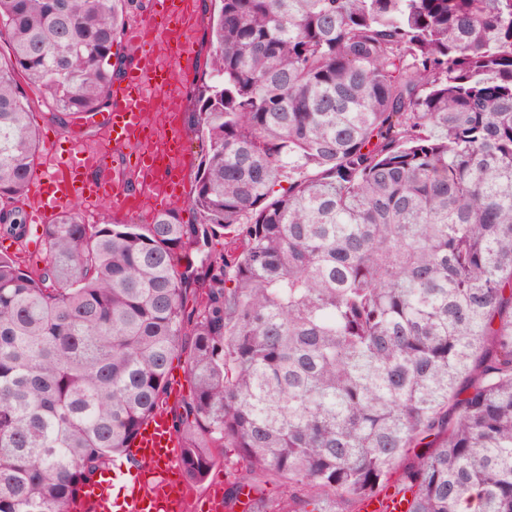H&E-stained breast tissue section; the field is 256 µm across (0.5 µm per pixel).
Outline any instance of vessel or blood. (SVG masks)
I'll return each mask as SVG.
<instances>
[{
	"mask_svg": "<svg viewBox=\"0 0 512 512\" xmlns=\"http://www.w3.org/2000/svg\"><path fill=\"white\" fill-rule=\"evenodd\" d=\"M158 3V8L131 31L134 49L123 79L112 87V110L105 122L114 149H126L139 157L132 173L141 194L133 195L128 179L123 177L88 180V172L107 167V156L89 151L86 139L77 135L70 141L66 159H53V172H40L30 182L28 223H52L79 201H111L113 214L126 217L176 200L172 188L193 160L191 145L173 123L156 148H149V118L158 111L157 97L162 92L167 95L169 115L181 110L178 90L193 68L189 45L198 16L194 0ZM130 446L139 469L131 470L127 461H115L110 480L81 493L73 512H112L117 507L112 501V484L116 481L124 490L122 504L117 507L121 512H180L178 503L184 488L173 478L179 467V452L167 416L158 413L147 419Z\"/></svg>",
	"mask_w": 512,
	"mask_h": 512,
	"instance_id": "1",
	"label": "vessel or blood"
}]
</instances>
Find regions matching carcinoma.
<instances>
[{
    "instance_id": "carcinoma-1",
    "label": "carcinoma",
    "mask_w": 512,
    "mask_h": 512,
    "mask_svg": "<svg viewBox=\"0 0 512 512\" xmlns=\"http://www.w3.org/2000/svg\"><path fill=\"white\" fill-rule=\"evenodd\" d=\"M212 2L198 223L73 210L40 262L0 254V512H69L177 354L182 469L233 453L229 506L284 480L270 512H512V0ZM139 10L0 0V238L27 235L29 93L103 112Z\"/></svg>"
}]
</instances>
